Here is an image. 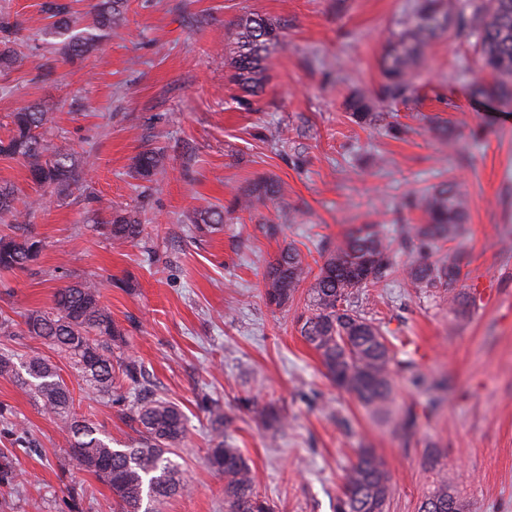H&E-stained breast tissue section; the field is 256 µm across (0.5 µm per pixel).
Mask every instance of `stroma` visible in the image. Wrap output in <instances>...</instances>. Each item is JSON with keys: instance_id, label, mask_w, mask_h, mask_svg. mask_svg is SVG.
Instances as JSON below:
<instances>
[{"instance_id": "stroma-1", "label": "stroma", "mask_w": 512, "mask_h": 512, "mask_svg": "<svg viewBox=\"0 0 512 512\" xmlns=\"http://www.w3.org/2000/svg\"><path fill=\"white\" fill-rule=\"evenodd\" d=\"M43 2L0 0V15L20 25V61L0 71V136L11 112L50 107L45 138L77 151L83 174L58 194L34 186L22 162L0 157V184L16 189L18 208H31V227L47 243L32 270L0 272V319L22 323L75 277L100 276L101 301L126 332L125 353L187 417L177 451L185 484L162 512H224V476L208 461L216 403L225 441L241 449L273 512H334L363 444L389 470L388 512H418L441 473L469 512H512V250L500 246L512 237V102L474 94L487 77L464 39L433 40L410 92L385 100L381 55L414 0H127L115 32L46 76ZM249 13L281 28L255 94L232 82L224 50ZM359 96L372 112L365 126L349 118ZM440 124L455 132V149L442 148ZM148 147L164 152L166 170L147 181L131 164ZM262 176L279 180L277 204L231 212L211 233L195 229L194 210L228 208ZM444 181L469 200L458 284L472 300L467 316L398 281L361 302L426 381L395 379L399 403L418 414L405 438L325 377L296 329L303 296L269 305L263 273L287 243L312 264L314 242L352 225L419 223L403 207L406 191ZM90 190L135 211L141 237L115 246L86 200ZM264 222L282 224V234L267 237ZM1 352L19 362L40 353L70 389L79 387L69 361L39 339L0 335ZM122 394L119 402H75L78 418L116 448L138 437V389L128 383ZM264 410L284 414L287 431L260 419ZM18 432L28 447L15 445ZM431 445L440 452L433 468ZM0 452L13 474L0 485V512H112L108 486L77 466L54 417L1 377Z\"/></svg>"}]
</instances>
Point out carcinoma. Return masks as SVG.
I'll use <instances>...</instances> for the list:
<instances>
[{
    "mask_svg": "<svg viewBox=\"0 0 512 512\" xmlns=\"http://www.w3.org/2000/svg\"><path fill=\"white\" fill-rule=\"evenodd\" d=\"M126 0H96L91 23L82 26L69 4L45 0L42 11L51 19L43 29L51 53L71 61L89 51L100 33L116 25ZM18 24L0 17V69L18 63L11 44ZM470 42L480 69L491 82L477 85L479 94L512 101V0H416L399 30L391 33L383 55L385 81L381 95L397 100L407 95L411 77L428 43L443 33ZM280 28L270 19L248 14L236 25L230 49L233 81L255 92L267 79L266 54L280 40ZM53 113L31 105L13 113L8 134L0 137V156L22 161L28 179L37 187L64 190L81 180L80 160L72 149L47 144L44 134ZM165 155L155 148L135 157V173L150 179L164 170ZM281 186L273 177L257 179L249 193L233 199V210L251 211L257 205L276 204ZM15 190L0 186V218L9 220L10 232L0 235V271L26 272L37 264L46 244L28 230L30 211L15 205ZM404 207L418 211L420 224H357L342 239L323 241L318 247L322 264L306 289L304 310L296 317L300 336L316 351L326 377L337 389L353 397L378 420L405 437L417 424L414 408L397 404L395 376L410 374L413 383L424 382L412 360H399L382 325L355 307L360 294L394 276L419 293L448 295L453 312L463 317L468 298L456 288L463 273V257L450 251L434 260L428 257L440 242L460 238L468 218V201L454 184L444 183L431 192H410ZM103 223L117 245L138 239L143 231L136 215L114 203ZM197 230L224 223V209L197 211ZM310 273L305 255L287 245L269 263L263 275L266 300L282 307L294 300ZM33 336L69 358L87 394L110 398L122 382L139 386L134 407L139 438L123 449L110 446L93 424L72 412L73 396L66 381L46 358L34 354L16 365L0 354V377L10 378L42 403L57 420L69 451L84 471L108 485L118 512H160L161 505L183 488V470L171 459L187 437L181 408L146 388L137 361L122 356L124 330L100 300V283L92 276L56 289L53 305L33 310L19 330L10 319L0 321L1 336ZM211 463L224 474L226 512H273L254 487L251 468L240 449L224 442L211 449ZM391 477L375 449H355V461L342 476L335 512H386ZM459 492L441 476L424 492L418 512H466Z\"/></svg>",
    "mask_w": 512,
    "mask_h": 512,
    "instance_id": "1",
    "label": "carcinoma"
}]
</instances>
